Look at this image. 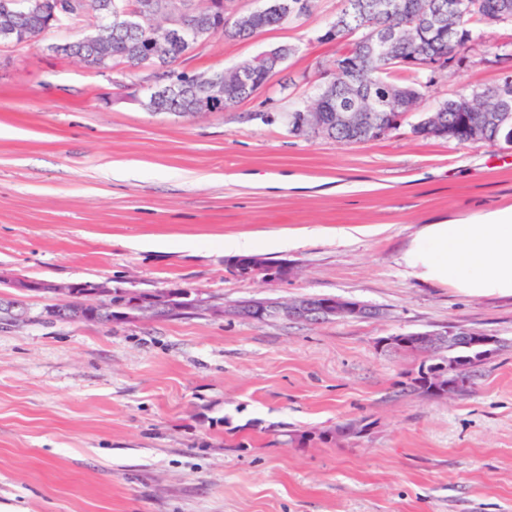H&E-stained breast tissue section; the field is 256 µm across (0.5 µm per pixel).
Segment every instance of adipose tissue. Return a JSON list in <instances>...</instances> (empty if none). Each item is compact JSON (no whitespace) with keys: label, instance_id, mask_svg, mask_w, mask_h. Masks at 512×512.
Segmentation results:
<instances>
[{"label":"adipose tissue","instance_id":"adipose-tissue-1","mask_svg":"<svg viewBox=\"0 0 512 512\" xmlns=\"http://www.w3.org/2000/svg\"><path fill=\"white\" fill-rule=\"evenodd\" d=\"M402 262L424 284L512 296V208L423 225Z\"/></svg>","mask_w":512,"mask_h":512}]
</instances>
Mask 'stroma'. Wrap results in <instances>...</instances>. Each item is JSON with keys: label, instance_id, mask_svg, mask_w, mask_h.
<instances>
[{"label": "stroma", "instance_id": "1", "mask_svg": "<svg viewBox=\"0 0 512 512\" xmlns=\"http://www.w3.org/2000/svg\"><path fill=\"white\" fill-rule=\"evenodd\" d=\"M340 0L249 39L213 37L176 71L231 69L296 46L268 86L222 112L147 110L146 67L102 73L53 47L82 17L0 44V276L186 282L204 312L46 323L20 294L0 321V512H512V296L411 277L422 225L512 207V150L416 136L304 139L264 113L310 100L337 57L317 42ZM512 25L486 28L433 94L500 81ZM282 235L297 238L281 248ZM294 264L265 286L228 274L234 240ZM330 295L375 319L211 314L250 298ZM463 325L497 337L453 399L407 392L418 358L376 341ZM366 420L361 438L295 435Z\"/></svg>", "mask_w": 512, "mask_h": 512}]
</instances>
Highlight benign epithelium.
<instances>
[{
	"label": "benign epithelium",
	"instance_id": "7a95c632",
	"mask_svg": "<svg viewBox=\"0 0 512 512\" xmlns=\"http://www.w3.org/2000/svg\"><path fill=\"white\" fill-rule=\"evenodd\" d=\"M163 7L154 8L153 0H126L121 15L126 23L133 27L153 28L157 18H163L160 32L167 39L178 38L188 26L193 24L195 11L190 7L189 0H162ZM401 32L397 30H376L370 41L365 43L363 53L375 55L382 59L393 57V47L400 39ZM282 61V48L260 53L255 58L259 68L275 70ZM359 59L352 60L339 72L332 73V79L322 85L324 92H329L338 83H350L357 75ZM201 95L198 107L203 112H218L224 110V70H209L197 75ZM348 113V119L353 120L363 116L366 129L376 127V103L363 109L360 105L341 108ZM247 264L255 271L261 272L265 278L277 283L293 273V267L288 262H273L265 257H252L245 261L235 260L228 263L230 267ZM5 285L23 293L50 294L57 298V303L50 311L58 313L68 305L73 298L79 297L84 302V312L79 318L87 321H98L97 312L108 310L109 323H117L130 319L150 320L162 314L170 316L192 313L199 309L203 300L196 288L182 284L172 285L155 291L144 292L132 290L120 285L103 283H67L36 279L5 280L0 277V286ZM212 312L222 316L230 315L238 318L283 321H311L321 323L335 319H362L368 313V306L362 302L330 296L318 306H312L306 298L291 301L254 299L250 302L239 303L226 309L218 307ZM401 344L417 348L424 354L423 371L437 383L436 393L443 398H453L462 395L472 384L475 371L490 359L496 351L499 341L494 336H488L475 329L458 325L448 326L441 330L420 332L415 336L407 334L387 336L378 339L377 345L387 349ZM446 347L451 349L464 348L465 354L453 360L449 365L429 362V356Z\"/></svg>",
	"mask_w": 512,
	"mask_h": 512
}]
</instances>
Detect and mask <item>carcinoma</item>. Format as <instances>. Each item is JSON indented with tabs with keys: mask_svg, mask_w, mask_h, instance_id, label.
<instances>
[{
	"mask_svg": "<svg viewBox=\"0 0 512 512\" xmlns=\"http://www.w3.org/2000/svg\"><path fill=\"white\" fill-rule=\"evenodd\" d=\"M11 13L1 17L0 27L13 29V41L20 44L30 41L54 26L52 14L42 0H7ZM371 0H341L336 11V20L342 26L333 39L340 46L335 65L355 55L360 43L366 41L376 28L397 29L402 25L403 16L415 18L420 25H427L441 17L448 18V12L456 11L451 23L434 27V30L421 36L409 30L401 35L394 47L396 56L406 63L390 66L376 56H364L361 60L363 82L369 86L372 95L385 96L400 94L406 110L414 112L420 102L431 91L437 77L415 67L411 60L430 56H446L448 60L465 59L472 46L483 39L482 23L486 19H497L501 24L512 23V0H396L398 13L372 12L363 7ZM122 6V0H84L81 8L86 14L107 20L112 28L109 39L101 41L93 36L78 39V51L82 59L96 68L112 67L119 63L130 66L145 55L151 34L144 30L127 26L116 20ZM284 22L283 12L263 9L257 25L245 31L233 24L224 23L218 27L215 16L199 19L193 24V32L184 39L169 41L168 53L172 61L193 50L201 42L222 35L226 38L253 36L269 27ZM155 82L171 86L169 96L160 100L148 95L143 105L151 112H176L193 115L197 112L195 101L200 87L191 83L192 77L179 74L173 69H165L154 74ZM269 75L265 72L242 64L235 74L224 76V108L229 109L249 98V91L255 84L265 85ZM464 108L477 113L482 119V128L486 141L500 137L507 125L496 122L500 111H512V90L498 93L495 87L475 89L469 93H459L451 98L439 100L432 110L426 112L412 125L414 134L420 136L427 126H441L457 130L455 141L463 143L467 139V127L460 122V111ZM307 110L305 105H297L291 111L279 115L288 133L295 137L309 139L323 136L338 142L361 143L371 140L363 129L351 128L340 120L336 112V102H326L321 112L322 123L307 126L299 123L301 114Z\"/></svg>",
	"mask_w": 512,
	"mask_h": 512,
	"instance_id": "1",
	"label": "carcinoma"
}]
</instances>
